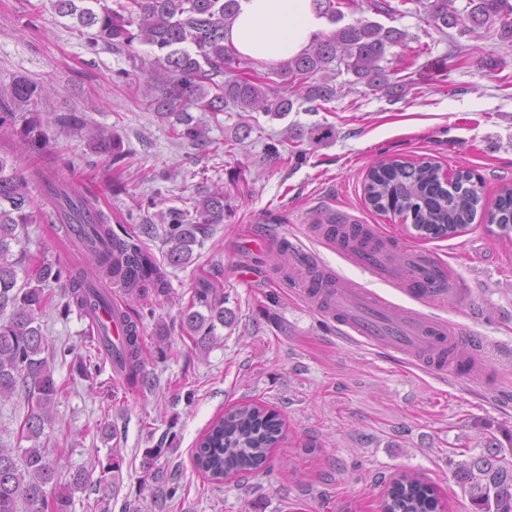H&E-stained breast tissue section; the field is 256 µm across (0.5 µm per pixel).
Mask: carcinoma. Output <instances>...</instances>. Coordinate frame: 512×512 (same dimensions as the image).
<instances>
[{
	"label": "carcinoma",
	"mask_w": 512,
	"mask_h": 512,
	"mask_svg": "<svg viewBox=\"0 0 512 512\" xmlns=\"http://www.w3.org/2000/svg\"><path fill=\"white\" fill-rule=\"evenodd\" d=\"M317 12L335 29L317 34L298 56L283 61L273 71L280 81L242 65L236 49L224 43V28L240 11V0H54L62 17L77 19L89 28V44L134 53V45L151 48V78L144 99L162 120L169 121L174 140L197 145L208 139L209 125L193 120L195 109L212 118L233 106L241 112H263L273 118L292 111L297 102L323 104L336 97L331 64L344 66L353 83L390 98L401 94L403 84L382 65L390 48L405 42L407 33L368 18L340 25L341 7L349 0H314ZM439 31L457 28H495L500 38L512 42V0H468L459 9L454 0H415ZM47 85L20 77L9 93L0 97V128L10 127L16 110L31 111ZM25 136L49 150L50 140L37 121L27 123ZM94 148L108 154L112 163L124 160L120 141L104 130L90 138ZM40 189L41 199L33 196ZM366 200L381 212L392 211L412 220L423 238H447L467 229L484 208L482 183L468 172H458L454 190L444 187L440 168L430 161L413 164L382 160L368 172ZM166 230L168 264L191 262L193 245L211 225L224 223V190L210 191L196 200L194 217L169 212ZM500 234L512 232V187H504L493 209L485 214ZM51 222L76 233L93 275L71 264L35 263L22 247L29 224ZM345 220L327 214L316 229L331 240L367 245L376 241L373 231L360 227L340 230ZM117 233L110 218L73 184L55 180L44 169H25L0 150V402L24 398L28 411L19 424L18 446L0 445V512H71L72 490L82 488L86 474L72 475L61 487L57 467L48 459L42 442L52 428L59 392L54 379V354L48 348L41 318L53 307L62 316L98 307L110 311L112 323L123 339L112 346L127 380H139L143 367V342L139 325L143 315L132 314L112 301L103 284L109 282L137 299L170 294L166 265L145 247L139 234ZM224 289L201 279L182 311V331L207 347L224 325ZM205 308L206 312L199 311ZM277 414L255 403H241L212 422L199 443L196 466L213 481L240 473H254L265 464L269 450L281 439ZM30 443L23 448L22 442ZM454 477L468 495L474 512H512V464L496 455H479L455 463ZM438 501L431 486L416 473H403L389 488L381 512H436Z\"/></svg>",
	"instance_id": "obj_1"
}]
</instances>
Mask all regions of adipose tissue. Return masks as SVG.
Segmentation results:
<instances>
[{
	"instance_id": "ef3b65f1",
	"label": "adipose tissue",
	"mask_w": 512,
	"mask_h": 512,
	"mask_svg": "<svg viewBox=\"0 0 512 512\" xmlns=\"http://www.w3.org/2000/svg\"><path fill=\"white\" fill-rule=\"evenodd\" d=\"M324 28L313 0H241L225 42L257 61H280L306 50Z\"/></svg>"
}]
</instances>
